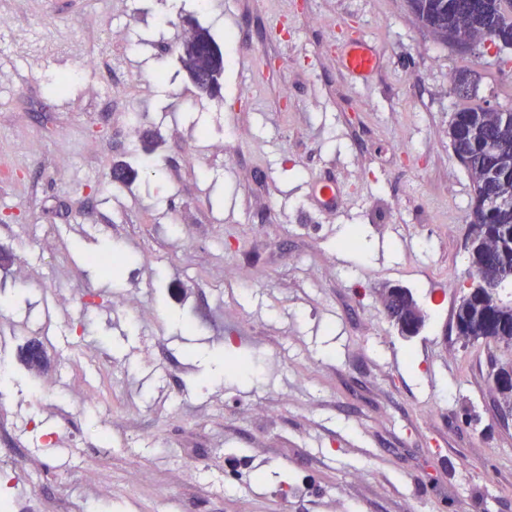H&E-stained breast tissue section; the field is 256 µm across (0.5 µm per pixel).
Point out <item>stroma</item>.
Masks as SVG:
<instances>
[{"instance_id": "1", "label": "stroma", "mask_w": 512, "mask_h": 512, "mask_svg": "<svg viewBox=\"0 0 512 512\" xmlns=\"http://www.w3.org/2000/svg\"><path fill=\"white\" fill-rule=\"evenodd\" d=\"M0 14L1 504L512 512V415L491 383L512 346L456 333L473 186L448 138L456 72L512 107L511 48L459 52L406 0ZM192 18L233 38L220 97L177 58ZM352 31L381 60L367 86L338 66ZM147 130L156 176L137 168ZM118 161L135 176L112 182ZM310 179L339 184L347 219L296 193ZM356 227L373 255L348 246ZM116 243L120 271L89 263ZM386 285L412 291L416 336L388 319Z\"/></svg>"}]
</instances>
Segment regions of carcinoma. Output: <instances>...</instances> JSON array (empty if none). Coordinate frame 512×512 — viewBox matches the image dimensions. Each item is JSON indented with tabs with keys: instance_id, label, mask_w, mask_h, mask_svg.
Masks as SVG:
<instances>
[{
	"instance_id": "obj_1",
	"label": "carcinoma",
	"mask_w": 512,
	"mask_h": 512,
	"mask_svg": "<svg viewBox=\"0 0 512 512\" xmlns=\"http://www.w3.org/2000/svg\"><path fill=\"white\" fill-rule=\"evenodd\" d=\"M416 21L436 35L456 30L488 37L499 48H512V0H418ZM178 58L192 84L217 95L224 75V52L206 28L179 47ZM460 107L453 113L448 137L464 162L474 188L468 230L470 264L489 282L503 286L512 276V108L490 110L476 102L477 90L453 93ZM383 303L394 322L415 316L419 306L411 291L396 300L383 289ZM458 335L512 344V299L488 294L462 298L455 311Z\"/></svg>"
}]
</instances>
